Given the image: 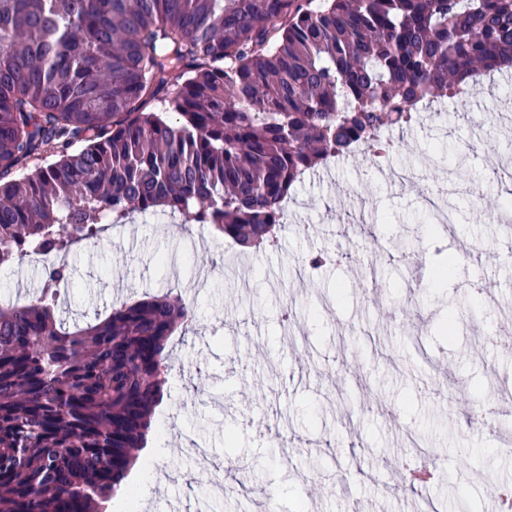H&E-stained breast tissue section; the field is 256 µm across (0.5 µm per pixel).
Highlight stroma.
<instances>
[{"mask_svg":"<svg viewBox=\"0 0 512 512\" xmlns=\"http://www.w3.org/2000/svg\"><path fill=\"white\" fill-rule=\"evenodd\" d=\"M508 102L512 73L395 134L390 166L415 184L361 155L337 159L296 185L301 208L278 242L243 259L208 226L160 218L72 247L65 322L168 289L198 311L171 341L155 430L128 477L138 496L117 495L112 512H416L402 464L428 456L445 462L427 491L438 512H497L495 486H512V413H497L495 436L470 424L512 391V348L492 339L512 328V262L492 260L512 253L495 219L512 163L490 110ZM422 189L456 204L453 223L431 227ZM462 245L472 258L434 287ZM318 255L328 263L300 279ZM474 276L495 283L493 298ZM197 447L215 476L235 463L246 492L211 490Z\"/></svg>","mask_w":512,"mask_h":512,"instance_id":"obj_1","label":"stroma"}]
</instances>
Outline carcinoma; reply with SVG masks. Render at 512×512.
<instances>
[{
  "label": "carcinoma",
  "instance_id": "cac0c4a2",
  "mask_svg": "<svg viewBox=\"0 0 512 512\" xmlns=\"http://www.w3.org/2000/svg\"><path fill=\"white\" fill-rule=\"evenodd\" d=\"M512 68V0H0V268L166 212L251 254L306 173ZM0 304V512H106L164 395L180 293L66 328Z\"/></svg>",
  "mask_w": 512,
  "mask_h": 512
}]
</instances>
